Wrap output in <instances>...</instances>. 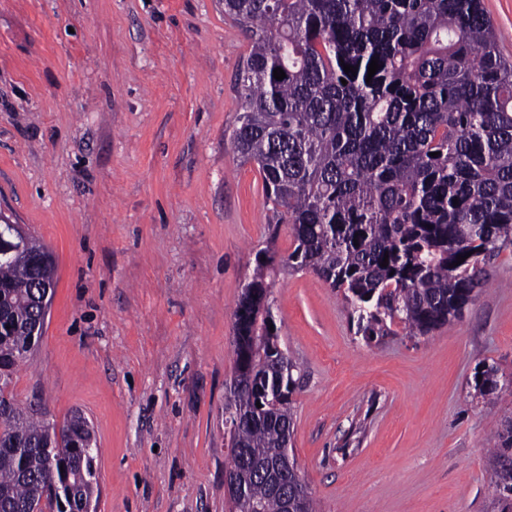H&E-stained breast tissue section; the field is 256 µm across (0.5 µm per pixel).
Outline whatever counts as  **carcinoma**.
<instances>
[{"instance_id":"cac0c4a2","label":"carcinoma","mask_w":512,"mask_h":512,"mask_svg":"<svg viewBox=\"0 0 512 512\" xmlns=\"http://www.w3.org/2000/svg\"><path fill=\"white\" fill-rule=\"evenodd\" d=\"M224 14L250 43L231 138L278 216L237 305L240 453L229 469H259L291 436L296 383L270 360L279 336L265 316L281 225L293 237L288 270L343 291L365 339L396 321L424 336L457 318L486 283L482 266L512 247V62L482 0H224ZM31 239L27 255L0 256V512H82L100 497L86 421L58 429L15 399L10 360L30 351L39 285L55 280L52 250ZM480 375L475 395L497 393L498 369ZM507 479L511 419L490 455L494 490ZM254 502L281 512L261 479L236 509Z\"/></svg>"}]
</instances>
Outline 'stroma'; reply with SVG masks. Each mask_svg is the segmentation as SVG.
Segmentation results:
<instances>
[{"label": "stroma", "instance_id": "obj_1", "mask_svg": "<svg viewBox=\"0 0 512 512\" xmlns=\"http://www.w3.org/2000/svg\"><path fill=\"white\" fill-rule=\"evenodd\" d=\"M249 40L220 0H0V211L56 263L21 406L81 412L97 512H228L237 304L274 221L230 135ZM460 319L366 342L341 291L280 274L289 446L318 512H500L488 450L512 389V247ZM479 375H481V380H478V376L476 377L474 391L475 395L480 397H486L497 393L500 388V384H503L505 381H501L502 376H499V371L494 366H485V369L482 370Z\"/></svg>", "mask_w": 512, "mask_h": 512}]
</instances>
